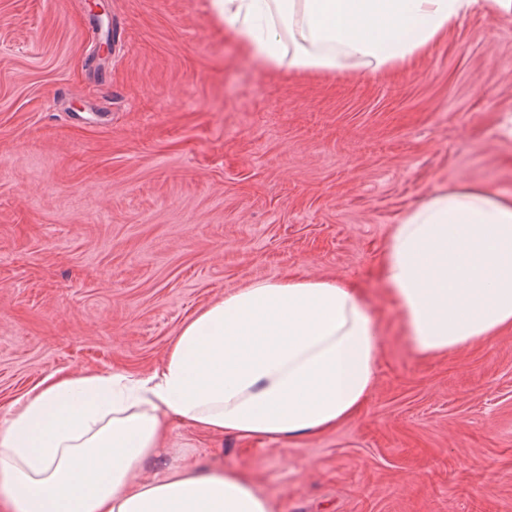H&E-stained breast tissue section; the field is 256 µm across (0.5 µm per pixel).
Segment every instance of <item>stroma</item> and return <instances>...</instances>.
<instances>
[{"instance_id":"1","label":"stroma","mask_w":512,"mask_h":512,"mask_svg":"<svg viewBox=\"0 0 512 512\" xmlns=\"http://www.w3.org/2000/svg\"><path fill=\"white\" fill-rule=\"evenodd\" d=\"M461 183L512 191V16L325 75L252 59L210 0H0V419L58 372L151 371L226 292L333 277L380 326L363 412L170 447L276 512H512V331L418 356L379 273L393 224Z\"/></svg>"}]
</instances>
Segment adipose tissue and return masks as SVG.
I'll return each mask as SVG.
<instances>
[{
	"mask_svg": "<svg viewBox=\"0 0 512 512\" xmlns=\"http://www.w3.org/2000/svg\"><path fill=\"white\" fill-rule=\"evenodd\" d=\"M267 66L381 74L411 65L474 11L512 0H211ZM381 273L423 357L512 329V195L441 188L408 210ZM380 331L362 293L288 276L233 290L189 319L147 373L49 376L0 420V512H273L243 474L168 449L174 425L291 440L354 419L376 384ZM175 461L145 476L162 452Z\"/></svg>",
	"mask_w": 512,
	"mask_h": 512,
	"instance_id": "obj_1",
	"label": "adipose tissue"
}]
</instances>
